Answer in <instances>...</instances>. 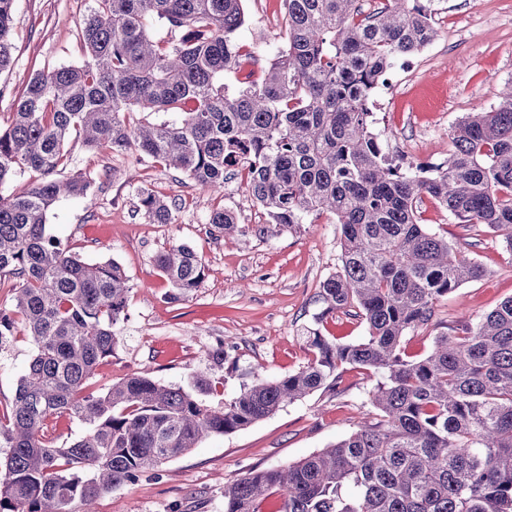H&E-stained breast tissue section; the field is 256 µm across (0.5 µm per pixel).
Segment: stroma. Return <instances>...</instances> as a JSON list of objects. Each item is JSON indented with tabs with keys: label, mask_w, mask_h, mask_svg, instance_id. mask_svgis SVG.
Segmentation results:
<instances>
[{
	"label": "stroma",
	"mask_w": 512,
	"mask_h": 512,
	"mask_svg": "<svg viewBox=\"0 0 512 512\" xmlns=\"http://www.w3.org/2000/svg\"><path fill=\"white\" fill-rule=\"evenodd\" d=\"M421 2L437 35L397 71L393 86L374 92L370 108L374 131L393 159L438 165L452 148L451 128L471 113L497 109L501 87L512 83V0ZM88 4L15 0L13 63L0 73V88L7 91L0 98L1 131L12 123L13 95L34 72L82 61L79 23ZM244 10L237 40L245 59L225 78L232 88L262 81L285 37L283 0H244ZM71 165L99 173V188L84 199H60L48 214L50 235L87 262L116 260L132 286L126 317L116 327L118 344L97 368L91 391L103 392L133 374L183 387L202 374L217 388L210 397L215 403L234 397L255 377L275 379L306 365L312 352L300 336L304 328L319 327L344 343L364 336V325L341 313L315 322L323 308L320 284L341 265L333 214L312 215L290 228L273 224L242 177L214 193L136 155L89 151L77 141ZM143 190L175 202V223L152 224L138 212ZM221 208L236 216V232L212 234L207 219ZM419 219L454 249L468 252L485 274L436 303L431 323L405 336L409 360L428 354L436 336L512 297V251L501 236L482 224L461 223L429 199ZM176 243L194 248L205 277L174 302L154 258ZM219 348L224 363L217 366L207 354ZM33 353L30 338L21 334L0 349V417L7 415ZM378 379L368 370H344L336 391L318 390L248 428L203 440L157 474L102 496L96 512H224L225 484L252 469L299 461L355 431L374 413L368 394Z\"/></svg>",
	"instance_id": "35a3bbf8"
}]
</instances>
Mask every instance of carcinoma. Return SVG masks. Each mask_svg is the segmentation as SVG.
<instances>
[{
  "instance_id": "carcinoma-1",
  "label": "carcinoma",
  "mask_w": 512,
  "mask_h": 512,
  "mask_svg": "<svg viewBox=\"0 0 512 512\" xmlns=\"http://www.w3.org/2000/svg\"><path fill=\"white\" fill-rule=\"evenodd\" d=\"M15 0H0V73L12 62ZM244 0H89L80 28L84 60L40 70L13 100L0 133V189L31 172L20 194L0 192V273L17 280L0 308V336L15 329L35 353L0 421V512H96L103 495L185 455L202 439L244 429L287 403L334 389L346 367L380 374L376 410L346 438L298 462L253 469L224 486V512H258L282 492L281 512H512V298L406 360L402 339L434 306L483 268L419 223L424 198L465 224L501 232L512 250V87L493 112L468 115L437 166L392 163L372 130L369 103L396 62L436 35L412 0H284L287 35L260 83L224 84L240 68L236 32ZM167 27L158 39L155 25ZM176 113L179 121L151 117ZM135 152L203 189L236 171L272 223L292 227L330 212L340 225L336 274L319 288L318 320L342 311L366 335L340 343L306 329L313 358L281 378L206 402L209 384L163 385L131 375L84 394L118 343L129 279L115 260L89 264L46 230L62 197L84 198L96 175L71 168L67 144ZM153 224L176 208L149 192ZM212 233L237 228L213 211ZM171 298L199 287L205 265L186 244L156 256ZM82 433L57 445L52 417Z\"/></svg>"
}]
</instances>
